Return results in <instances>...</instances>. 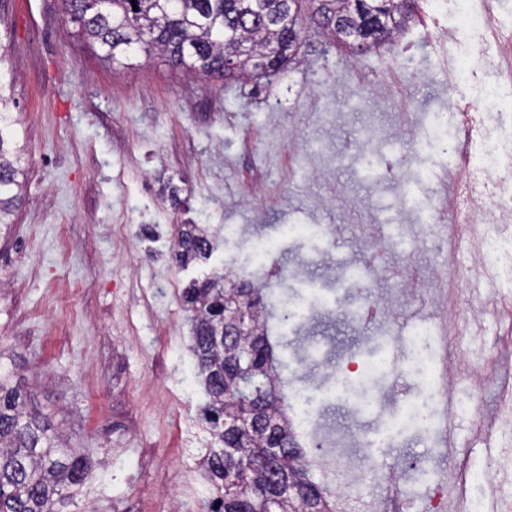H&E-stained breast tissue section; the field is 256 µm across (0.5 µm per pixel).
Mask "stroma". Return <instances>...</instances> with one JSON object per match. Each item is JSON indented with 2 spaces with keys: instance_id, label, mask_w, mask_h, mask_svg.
Here are the masks:
<instances>
[{
  "instance_id": "1",
  "label": "stroma",
  "mask_w": 512,
  "mask_h": 512,
  "mask_svg": "<svg viewBox=\"0 0 512 512\" xmlns=\"http://www.w3.org/2000/svg\"><path fill=\"white\" fill-rule=\"evenodd\" d=\"M457 3L417 0L392 42L363 53L310 23L288 69L224 80L158 56L108 64L61 0H0V82L27 173L23 205L0 235V370L90 463L69 512H209L214 488L195 458L211 437L182 291L252 273L256 236L267 265L294 276L268 298L278 372L315 349L326 356L318 402L337 428L407 430L403 409L426 379L414 351L376 376L377 387L397 385V409L356 420L332 405L333 362L352 350L380 361L407 316L436 321V295H406V271L437 274L448 313L476 301L457 281L466 253L448 265L435 235L454 221L437 197L460 182L433 115L481 107L496 79L480 25L461 20ZM367 128L392 137L388 150L359 149ZM184 224L208 227V256L179 260ZM369 264L380 307L362 344L336 279ZM492 446L512 490V426L489 444L457 418L438 453L453 473L478 469Z\"/></svg>"
}]
</instances>
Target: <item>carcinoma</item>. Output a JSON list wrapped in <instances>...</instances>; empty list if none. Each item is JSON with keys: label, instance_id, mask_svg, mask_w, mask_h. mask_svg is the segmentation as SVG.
<instances>
[{"label": "carcinoma", "instance_id": "carcinoma-1", "mask_svg": "<svg viewBox=\"0 0 512 512\" xmlns=\"http://www.w3.org/2000/svg\"><path fill=\"white\" fill-rule=\"evenodd\" d=\"M77 34L112 65L133 53H160L179 68L208 76H260L295 56L305 8L320 28L351 45L398 33L410 13L406 0H62ZM12 98L0 83V228L14 223L22 202L24 147L15 140ZM178 255L203 257L212 249L193 224L177 240ZM192 344L209 401L204 419L221 447L207 449L204 466L216 489L211 512H333L327 487L306 476L302 449L279 409L273 346L263 315L265 295L248 284L203 282L184 294ZM245 334L225 344L235 318ZM26 394L0 376V512H62L84 479L86 458L58 448L36 414H25Z\"/></svg>", "mask_w": 512, "mask_h": 512}]
</instances>
